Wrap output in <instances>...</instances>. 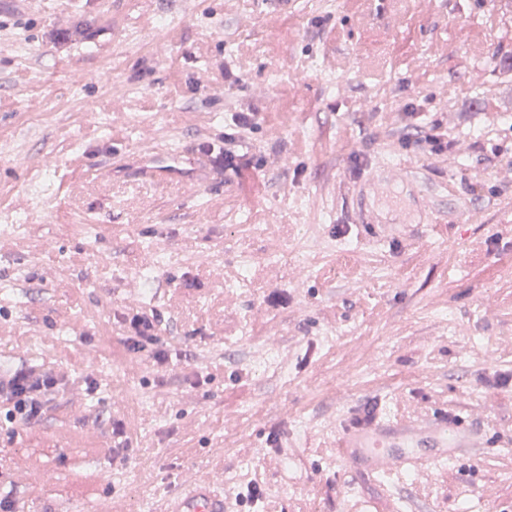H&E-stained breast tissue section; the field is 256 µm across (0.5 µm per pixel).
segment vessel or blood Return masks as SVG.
I'll return each instance as SVG.
<instances>
[{"mask_svg":"<svg viewBox=\"0 0 512 512\" xmlns=\"http://www.w3.org/2000/svg\"><path fill=\"white\" fill-rule=\"evenodd\" d=\"M202 175L188 152L166 155L162 164L148 171V178ZM491 445L487 436L463 421L440 414L428 419L392 421L378 418L349 423L336 440V458L357 468L363 476H386L423 464L455 458L478 461ZM167 512H224V495L196 474H186L168 498Z\"/></svg>","mask_w":512,"mask_h":512,"instance_id":"b4317fda","label":"vessel or blood"}]
</instances>
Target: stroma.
<instances>
[{"label": "stroma", "instance_id": "obj_1", "mask_svg": "<svg viewBox=\"0 0 512 512\" xmlns=\"http://www.w3.org/2000/svg\"><path fill=\"white\" fill-rule=\"evenodd\" d=\"M43 2L0 7V225L28 215L0 235V371L62 381L0 422V499L164 512L190 468L257 481L255 512H512V446L375 481L332 447L378 412L512 433V0ZM237 112L238 171L140 180L143 145L223 144ZM435 130L441 155L404 143ZM389 163L419 181L377 194Z\"/></svg>", "mask_w": 512, "mask_h": 512}]
</instances>
